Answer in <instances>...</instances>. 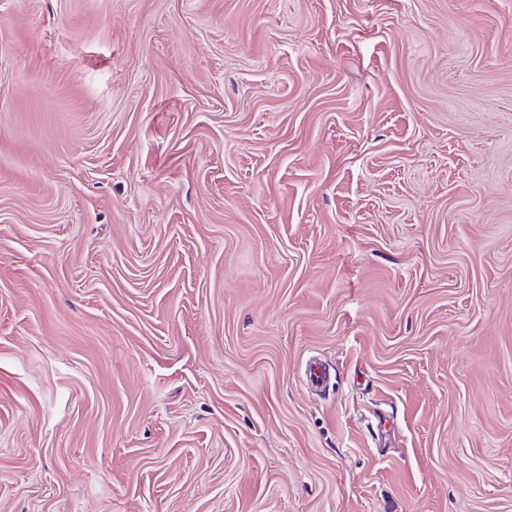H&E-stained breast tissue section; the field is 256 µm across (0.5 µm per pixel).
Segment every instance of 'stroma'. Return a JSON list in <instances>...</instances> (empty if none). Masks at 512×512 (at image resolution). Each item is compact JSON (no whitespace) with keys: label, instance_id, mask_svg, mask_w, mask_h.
Returning a JSON list of instances; mask_svg holds the SVG:
<instances>
[{"label":"stroma","instance_id":"obj_1","mask_svg":"<svg viewBox=\"0 0 512 512\" xmlns=\"http://www.w3.org/2000/svg\"><path fill=\"white\" fill-rule=\"evenodd\" d=\"M0 512H512V0H0Z\"/></svg>","mask_w":512,"mask_h":512}]
</instances>
